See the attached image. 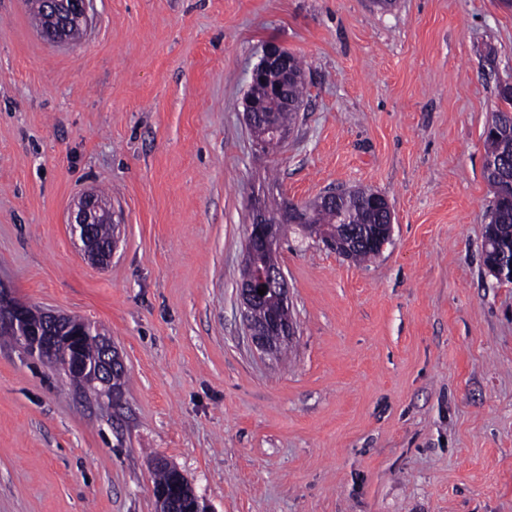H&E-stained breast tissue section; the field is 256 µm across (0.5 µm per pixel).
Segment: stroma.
Returning <instances> with one entry per match:
<instances>
[{
    "label": "stroma",
    "instance_id": "obj_1",
    "mask_svg": "<svg viewBox=\"0 0 512 512\" xmlns=\"http://www.w3.org/2000/svg\"><path fill=\"white\" fill-rule=\"evenodd\" d=\"M272 41L306 94L261 156L244 100ZM507 82L500 0H94L66 46L0 0V282L127 367L111 405L0 343V512H157L161 460L211 512H512V283L483 256ZM358 186L391 241L356 264L288 231L298 334L259 355L250 198ZM88 193L119 226L102 267L70 229Z\"/></svg>",
    "mask_w": 512,
    "mask_h": 512
}]
</instances>
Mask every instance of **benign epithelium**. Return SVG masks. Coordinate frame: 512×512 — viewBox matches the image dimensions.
Listing matches in <instances>:
<instances>
[{
	"mask_svg": "<svg viewBox=\"0 0 512 512\" xmlns=\"http://www.w3.org/2000/svg\"><path fill=\"white\" fill-rule=\"evenodd\" d=\"M93 0H42L45 10L51 12L55 26L41 31V36L56 45L69 44L66 32L71 26L83 30L92 24ZM291 53L282 45L270 42L265 45L259 62L251 71L250 81L268 82L270 89L280 101L282 107L289 109L293 103L283 96L288 81L297 78L290 69ZM245 116L248 125L257 122L266 124L272 131L273 142L283 144L289 130L277 125L272 112H261L251 100L245 102ZM309 203L285 200L281 206V220L273 222L261 200L250 203L251 222L245 244L241 279L238 283V296L242 309L245 333L251 345L261 353L277 357L288 347L297 334L294 321L285 322L277 313L270 312L266 318L256 316L258 305L265 296L258 294V289L266 287V293L274 294L279 305L290 307L288 283L278 265L257 268L254 256L258 253L275 254L281 243L284 230L290 224L307 223ZM105 220L112 222V210L94 194L81 198L77 209L72 212L70 224L78 234L82 250L94 265L103 266L112 257L117 244V237H112L109 244L100 243L94 236L93 225ZM392 235V221L375 226L369 237L359 240L348 233L336 241L328 242V247L340 255H346L350 247L364 242L375 249L383 250ZM0 329L16 333L18 344L26 353L40 358L56 368L64 366L76 380L90 385L97 384L112 399H117L121 391L112 387V375L124 368V362L112 343L101 340L99 351L94 359L84 355L82 348L76 344L81 336L101 333V330L88 321L74 322L69 317L51 312L36 311L30 306L17 301L0 287ZM171 474L167 485L153 487L152 494L158 505L169 512H210L206 503L193 492L183 474L169 466Z\"/></svg>",
	"mask_w": 512,
	"mask_h": 512,
	"instance_id": "1",
	"label": "benign epithelium"
}]
</instances>
